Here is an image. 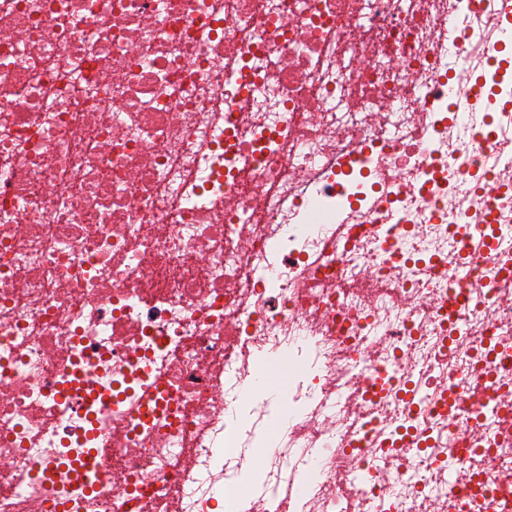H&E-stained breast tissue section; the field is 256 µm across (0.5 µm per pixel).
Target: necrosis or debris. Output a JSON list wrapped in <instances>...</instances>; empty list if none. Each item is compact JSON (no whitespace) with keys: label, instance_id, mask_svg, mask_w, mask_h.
I'll list each match as a JSON object with an SVG mask.
<instances>
[{"label":"necrosis or debris","instance_id":"obj_1","mask_svg":"<svg viewBox=\"0 0 512 512\" xmlns=\"http://www.w3.org/2000/svg\"><path fill=\"white\" fill-rule=\"evenodd\" d=\"M503 3L0 0V512H512Z\"/></svg>","mask_w":512,"mask_h":512}]
</instances>
